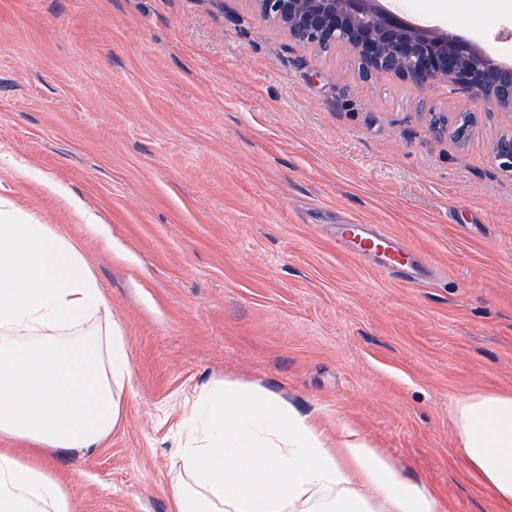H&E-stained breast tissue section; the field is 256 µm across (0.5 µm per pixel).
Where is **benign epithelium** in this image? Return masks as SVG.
Listing matches in <instances>:
<instances>
[{
	"mask_svg": "<svg viewBox=\"0 0 512 512\" xmlns=\"http://www.w3.org/2000/svg\"><path fill=\"white\" fill-rule=\"evenodd\" d=\"M260 15L278 23L297 43L317 47L321 43L344 41L370 63L373 73L395 74L407 60L410 71L400 75L418 91L425 92L434 82L447 79L456 70L460 55L469 57L470 73L460 84L472 99H487L482 78L492 74L497 80L502 101L512 105V66L498 57L471 50L463 40L454 43L455 52H448V41L424 34L414 26L416 38L404 35V22L395 4L367 5V0H254ZM366 15L365 23L349 25L352 15ZM500 168L512 170V134L501 136L492 148Z\"/></svg>",
	"mask_w": 512,
	"mask_h": 512,
	"instance_id": "obj_1",
	"label": "benign epithelium"
}]
</instances>
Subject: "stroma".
<instances>
[{
  "mask_svg": "<svg viewBox=\"0 0 512 512\" xmlns=\"http://www.w3.org/2000/svg\"><path fill=\"white\" fill-rule=\"evenodd\" d=\"M396 3L512 61L503 0ZM434 111L472 113L467 140L433 137ZM510 130L460 85L361 78L349 45L303 47L252 0H0V199L75 244L132 361L93 452L0 449L73 512H173L190 399L227 378L359 429L448 512H501L452 406L512 391ZM338 224L382 225L429 276L386 277Z\"/></svg>",
  "mask_w": 512,
  "mask_h": 512,
  "instance_id": "1",
  "label": "stroma"
}]
</instances>
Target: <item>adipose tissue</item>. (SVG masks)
<instances>
[{
	"label": "adipose tissue",
	"instance_id": "ef3b65f1",
	"mask_svg": "<svg viewBox=\"0 0 512 512\" xmlns=\"http://www.w3.org/2000/svg\"><path fill=\"white\" fill-rule=\"evenodd\" d=\"M131 358L77 247L0 207V436L63 452L96 448L116 427ZM461 455L512 512V394L455 401ZM174 512H448L445 496L372 448L354 428L328 437L269 392L215 380L197 394ZM0 512H73L66 487L0 452Z\"/></svg>",
	"mask_w": 512,
	"mask_h": 512
}]
</instances>
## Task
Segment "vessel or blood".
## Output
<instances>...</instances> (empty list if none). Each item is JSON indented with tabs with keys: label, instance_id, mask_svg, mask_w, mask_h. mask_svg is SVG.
<instances>
[{
	"label": "vessel or blood",
	"instance_id": "vessel-or-blood-1",
	"mask_svg": "<svg viewBox=\"0 0 512 512\" xmlns=\"http://www.w3.org/2000/svg\"><path fill=\"white\" fill-rule=\"evenodd\" d=\"M336 241L359 259L376 260L381 272L389 276L417 279L424 275V265L415 255L387 233L370 224H340L336 227Z\"/></svg>",
	"mask_w": 512,
	"mask_h": 512
}]
</instances>
